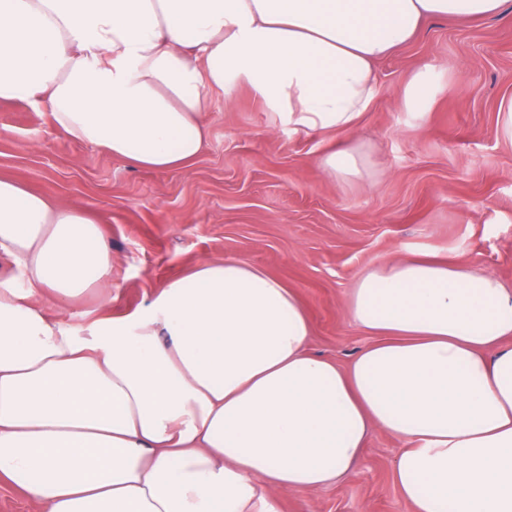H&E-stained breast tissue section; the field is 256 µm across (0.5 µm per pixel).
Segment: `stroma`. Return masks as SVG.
Wrapping results in <instances>:
<instances>
[{"label":"stroma","instance_id":"stroma-1","mask_svg":"<svg viewBox=\"0 0 512 512\" xmlns=\"http://www.w3.org/2000/svg\"><path fill=\"white\" fill-rule=\"evenodd\" d=\"M425 71L433 93L409 110ZM378 95L352 135L292 134L245 87L207 91L206 145L184 169H139L71 139L47 107L0 101V177L85 209L112 249V316L134 312L197 261L245 256L300 296L309 350L347 365L373 338L344 313L352 282L383 258L428 254L478 265L512 287V142L497 112L512 98V0L502 15L427 22L377 63ZM361 143L368 172L326 176L324 151ZM94 290L59 313L88 323ZM400 442L373 434L361 472L282 496L280 512H409L394 482Z\"/></svg>","mask_w":512,"mask_h":512}]
</instances>
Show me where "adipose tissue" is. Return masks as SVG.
Instances as JSON below:
<instances>
[{
	"label": "adipose tissue",
	"mask_w": 512,
	"mask_h": 512,
	"mask_svg": "<svg viewBox=\"0 0 512 512\" xmlns=\"http://www.w3.org/2000/svg\"><path fill=\"white\" fill-rule=\"evenodd\" d=\"M505 0H0V100L135 166L189 165L205 88L247 84L296 134L350 132L374 66L435 17ZM0 482L32 512H279L399 440L409 512H512V290L445 259H385L345 309L375 336L313 356L297 294L246 257L200 260L133 313L52 320L112 251L84 211L0 178Z\"/></svg>",
	"instance_id": "obj_1"
}]
</instances>
